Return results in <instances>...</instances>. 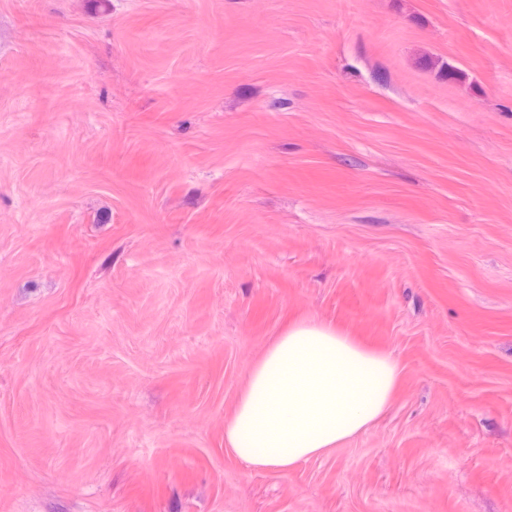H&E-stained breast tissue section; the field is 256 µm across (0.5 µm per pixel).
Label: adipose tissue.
Returning <instances> with one entry per match:
<instances>
[{
  "label": "adipose tissue",
  "mask_w": 512,
  "mask_h": 512,
  "mask_svg": "<svg viewBox=\"0 0 512 512\" xmlns=\"http://www.w3.org/2000/svg\"><path fill=\"white\" fill-rule=\"evenodd\" d=\"M398 375L392 356L332 325L293 323L253 366L224 438L249 466L291 468L366 431L390 406Z\"/></svg>",
  "instance_id": "ef3b65f1"
}]
</instances>
